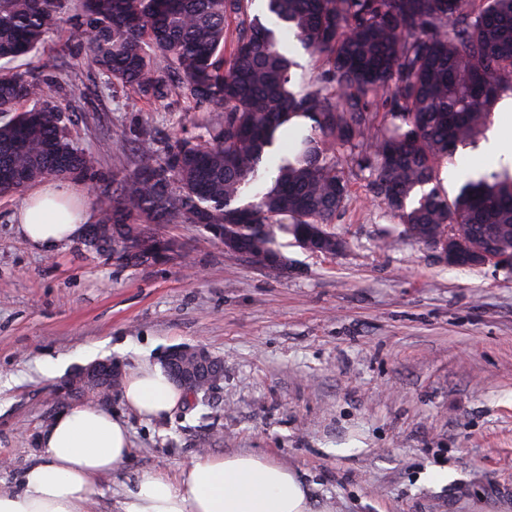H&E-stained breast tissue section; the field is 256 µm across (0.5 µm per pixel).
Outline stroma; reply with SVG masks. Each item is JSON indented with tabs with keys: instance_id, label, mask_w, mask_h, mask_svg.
<instances>
[{
	"instance_id": "35a3bbf8",
	"label": "stroma",
	"mask_w": 512,
	"mask_h": 512,
	"mask_svg": "<svg viewBox=\"0 0 512 512\" xmlns=\"http://www.w3.org/2000/svg\"><path fill=\"white\" fill-rule=\"evenodd\" d=\"M27 64L63 78L70 133L107 172L136 166L143 133L161 151L201 118L107 83L66 16ZM22 201L0 196V488L41 457L56 389L85 365L73 350L129 370L186 344L223 357L222 380L161 419L112 399L133 454L99 479L93 512H116L142 471L173 477L199 455L242 452L295 471L319 512H512V272L385 245L394 223L360 179L329 227L343 249L280 236L284 271L196 224L155 225L177 245L161 263L120 264L82 238L44 255L15 232ZM61 354L67 366L42 370Z\"/></svg>"
}]
</instances>
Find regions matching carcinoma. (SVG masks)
Wrapping results in <instances>:
<instances>
[{"label":"carcinoma","instance_id":"obj_1","mask_svg":"<svg viewBox=\"0 0 512 512\" xmlns=\"http://www.w3.org/2000/svg\"><path fill=\"white\" fill-rule=\"evenodd\" d=\"M75 0V33L108 80L204 113L125 175L100 171L69 131L61 81L13 63L36 54L66 0H0V196L38 179L96 177L103 244L153 251L154 224H216L261 264L278 238L327 230L350 179L412 240L456 236L512 250V169L450 196L438 172L474 147L512 95V0ZM236 33L227 44L228 28ZM315 63L295 89L300 53Z\"/></svg>","mask_w":512,"mask_h":512}]
</instances>
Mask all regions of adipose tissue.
I'll return each mask as SVG.
<instances>
[{"label":"adipose tissue","mask_w":512,"mask_h":512,"mask_svg":"<svg viewBox=\"0 0 512 512\" xmlns=\"http://www.w3.org/2000/svg\"><path fill=\"white\" fill-rule=\"evenodd\" d=\"M85 197L70 182H42L13 215L18 236L44 254L76 241L93 219ZM184 399V391L148 362L128 372L121 392L123 405L147 418L168 414ZM42 443V458L24 469L14 490L0 492V512H89L98 479L132 454L124 418L92 403L62 410ZM120 512H313V505L296 472L246 452L200 456L174 479L141 472L125 489Z\"/></svg>","instance_id":"obj_1"}]
</instances>
